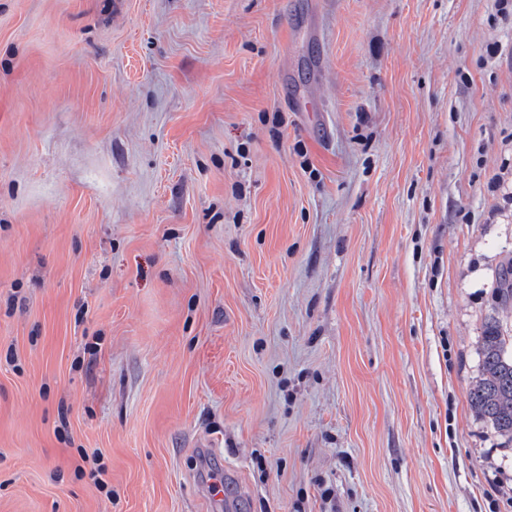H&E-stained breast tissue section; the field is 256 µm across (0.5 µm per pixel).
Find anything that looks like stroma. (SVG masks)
<instances>
[{"instance_id": "35a3bbf8", "label": "stroma", "mask_w": 512, "mask_h": 512, "mask_svg": "<svg viewBox=\"0 0 512 512\" xmlns=\"http://www.w3.org/2000/svg\"><path fill=\"white\" fill-rule=\"evenodd\" d=\"M511 258L494 0H0V512H512ZM497 304L489 316L479 349L480 372L469 398L475 414L512 447V343H506L499 308L512 306V259L496 278Z\"/></svg>"}]
</instances>
